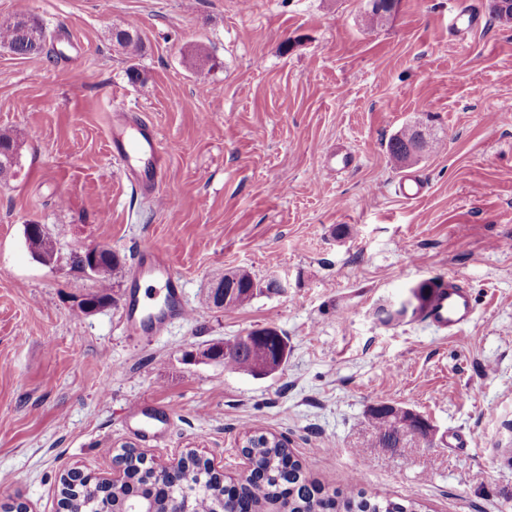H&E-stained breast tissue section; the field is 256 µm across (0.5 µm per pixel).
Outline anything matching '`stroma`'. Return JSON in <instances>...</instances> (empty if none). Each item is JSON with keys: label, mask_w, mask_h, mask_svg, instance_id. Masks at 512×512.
Here are the masks:
<instances>
[{"label": "stroma", "mask_w": 512, "mask_h": 512, "mask_svg": "<svg viewBox=\"0 0 512 512\" xmlns=\"http://www.w3.org/2000/svg\"><path fill=\"white\" fill-rule=\"evenodd\" d=\"M491 5L398 0L368 30L372 0H0V23L23 12L53 36L35 55L0 47V132L18 144L0 182V504L58 512L64 473L111 474L126 446L158 463L196 450L234 483L257 425L326 490L356 471L367 493L424 512H512V23ZM127 26L134 57L112 41ZM128 110L163 143L152 193L109 155ZM407 126L430 139L414 202L386 152ZM339 144L345 172L324 166ZM29 224L45 225L54 263L32 256ZM88 247L124 264L114 304L90 313L78 303L96 282L70 261ZM142 247L168 257L191 311L159 336L123 317ZM239 269L286 289L214 308L211 285ZM432 277L470 288L461 335L377 320ZM262 327L288 339L270 376L197 358ZM136 403L166 408L160 436L127 420ZM381 403L433 436L383 446ZM453 433L470 447H449Z\"/></svg>", "instance_id": "1"}]
</instances>
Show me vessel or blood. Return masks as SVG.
I'll return each mask as SVG.
<instances>
[{
  "mask_svg": "<svg viewBox=\"0 0 512 512\" xmlns=\"http://www.w3.org/2000/svg\"><path fill=\"white\" fill-rule=\"evenodd\" d=\"M110 139L115 157L124 165H132L143 154L161 157L162 144L153 127L141 124L135 136H128L126 124L111 128ZM426 182L418 175H403L396 185L397 193L405 201L412 202L423 197ZM137 279H147L159 286L163 298L161 305H153L152 297L140 291H131L125 301L126 324L132 333L146 331L152 335L162 334L167 326L176 320L189 316L187 308L179 303L182 282L169 264L166 257L151 248L143 249L135 267ZM474 305L468 289L451 280H443L434 289L432 299L424 317L428 323L442 332L462 333L472 321Z\"/></svg>",
  "mask_w": 512,
  "mask_h": 512,
  "instance_id": "obj_1",
  "label": "vessel or blood"
}]
</instances>
